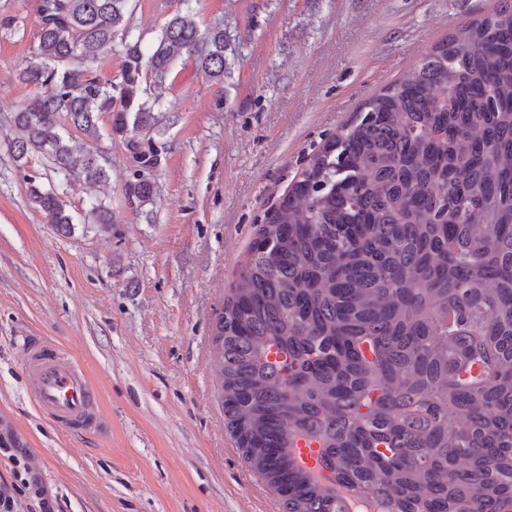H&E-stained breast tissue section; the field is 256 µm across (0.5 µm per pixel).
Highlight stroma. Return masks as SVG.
<instances>
[{
	"label": "stroma",
	"mask_w": 512,
	"mask_h": 512,
	"mask_svg": "<svg viewBox=\"0 0 512 512\" xmlns=\"http://www.w3.org/2000/svg\"><path fill=\"white\" fill-rule=\"evenodd\" d=\"M498 0H201L200 29H224V80L178 56L162 88L163 123L110 136L95 194L64 187L75 229L63 236L29 200L30 180L59 183L35 156L18 166L0 121V444L30 467L63 512H283L241 457L211 382L212 328L267 213L363 103ZM152 50L173 0H130ZM0 113L36 89L37 0H0ZM164 154L152 201L124 183L135 147ZM105 202L112 232L87 221ZM54 340L97 386L103 434L65 431L26 391L24 351Z\"/></svg>",
	"instance_id": "1"
}]
</instances>
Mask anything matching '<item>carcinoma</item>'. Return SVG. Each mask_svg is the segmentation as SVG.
<instances>
[{
  "mask_svg": "<svg viewBox=\"0 0 512 512\" xmlns=\"http://www.w3.org/2000/svg\"><path fill=\"white\" fill-rule=\"evenodd\" d=\"M38 13V61L19 76L39 91L9 116L11 149L64 184L108 182L102 113L113 136L158 125L175 53L224 80V29L200 33L195 0H178L149 55L129 0H38ZM117 41L120 81L103 82L94 64ZM161 155L136 156L129 200L150 203ZM28 191L71 233L58 188ZM88 215L112 233L102 203ZM212 343L227 429L286 491L283 512H342L295 463L301 438L335 483L400 512H512V0L436 44L311 159L259 226Z\"/></svg>",
  "mask_w": 512,
  "mask_h": 512,
  "instance_id": "obj_1",
  "label": "carcinoma"
}]
</instances>
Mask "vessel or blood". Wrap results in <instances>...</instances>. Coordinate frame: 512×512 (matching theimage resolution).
<instances>
[{
    "label": "vessel or blood",
    "instance_id": "obj_1",
    "mask_svg": "<svg viewBox=\"0 0 512 512\" xmlns=\"http://www.w3.org/2000/svg\"><path fill=\"white\" fill-rule=\"evenodd\" d=\"M23 363L28 390L44 415L71 432L105 430L96 389L82 367L54 341L33 338Z\"/></svg>",
    "mask_w": 512,
    "mask_h": 512
}]
</instances>
